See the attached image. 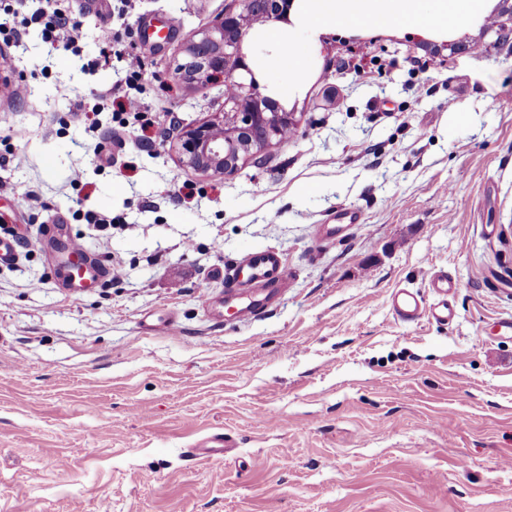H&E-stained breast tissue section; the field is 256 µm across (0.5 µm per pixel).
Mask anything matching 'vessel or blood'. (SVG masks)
Instances as JSON below:
<instances>
[{"label": "vessel or blood", "mask_w": 512, "mask_h": 512, "mask_svg": "<svg viewBox=\"0 0 512 512\" xmlns=\"http://www.w3.org/2000/svg\"><path fill=\"white\" fill-rule=\"evenodd\" d=\"M359 221L358 211L338 210L321 225L320 235L326 239L339 237L349 225ZM68 249L71 266L62 274L68 289L78 291L90 288L111 277V270L86 249L77 246L76 242H69ZM291 278V270L278 253L272 250L252 251L225 271L224 296L235 301L236 318L242 322L266 312L275 290L286 287ZM425 279L433 290L435 303L425 305L417 292L399 288L393 291L390 298L395 314L405 322L416 321L427 314L436 322L448 323L456 316L452 298L458 288L457 283L434 270L427 271Z\"/></svg>", "instance_id": "obj_1"}]
</instances>
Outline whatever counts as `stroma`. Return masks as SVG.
<instances>
[{"label":"stroma","mask_w":512,"mask_h":512,"mask_svg":"<svg viewBox=\"0 0 512 512\" xmlns=\"http://www.w3.org/2000/svg\"><path fill=\"white\" fill-rule=\"evenodd\" d=\"M233 5L0 0L20 32L0 70L23 89L0 98V512H512V335L494 330L512 318V0L447 31L304 10L251 34L297 130L224 178L169 149L224 107L173 64ZM56 10L79 47L30 21ZM108 28L141 63L148 129L111 120ZM346 208L360 223L320 239ZM49 224L123 278L61 288ZM262 248L288 287L249 321L209 312L225 263ZM430 268L459 285L455 321L401 322L393 289L432 300ZM151 313L175 332H144ZM213 432L223 458L192 457Z\"/></svg>","instance_id":"1"}]
</instances>
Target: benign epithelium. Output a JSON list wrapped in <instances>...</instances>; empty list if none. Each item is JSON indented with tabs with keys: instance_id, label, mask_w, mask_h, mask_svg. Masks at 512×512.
Wrapping results in <instances>:
<instances>
[{
	"instance_id": "benign-epithelium-1",
	"label": "benign epithelium",
	"mask_w": 512,
	"mask_h": 512,
	"mask_svg": "<svg viewBox=\"0 0 512 512\" xmlns=\"http://www.w3.org/2000/svg\"><path fill=\"white\" fill-rule=\"evenodd\" d=\"M238 2L241 11H226L190 36L174 66L175 75L187 84L224 79V111L187 128L171 146L186 166L224 177L280 141L282 128L296 123L280 99L259 91L243 44L256 25L291 23V11L300 0Z\"/></svg>"
}]
</instances>
